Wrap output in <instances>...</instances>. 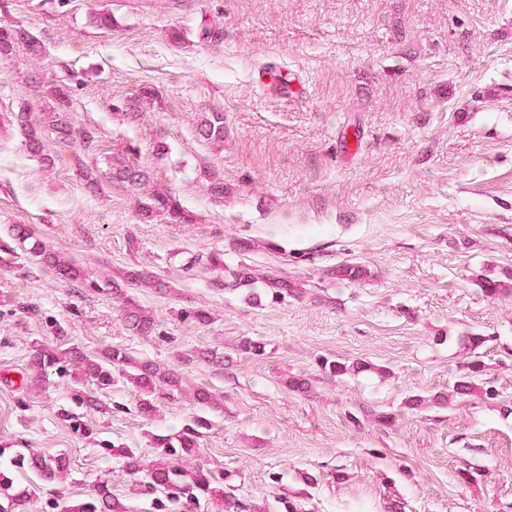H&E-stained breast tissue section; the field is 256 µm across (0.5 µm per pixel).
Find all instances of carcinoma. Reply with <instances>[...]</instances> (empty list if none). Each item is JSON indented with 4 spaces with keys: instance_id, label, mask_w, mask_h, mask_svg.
Wrapping results in <instances>:
<instances>
[{
    "instance_id": "cac0c4a2",
    "label": "carcinoma",
    "mask_w": 512,
    "mask_h": 512,
    "mask_svg": "<svg viewBox=\"0 0 512 512\" xmlns=\"http://www.w3.org/2000/svg\"><path fill=\"white\" fill-rule=\"evenodd\" d=\"M22 38V33L0 28V58H7L15 42ZM17 125L24 131L27 152L41 159L47 165L52 157L47 152L40 134L30 127L28 115L17 112L14 115ZM49 127L62 137L72 131L71 113L60 110L47 113ZM199 135L211 144L224 146V115L213 112L203 116L198 127ZM112 179L125 184L134 191H139L150 182L148 172L136 164L121 161L112 165L109 172ZM143 213L151 217L155 213L166 216L170 224H191L194 216L168 192L155 191L143 204ZM12 236L37 261L52 267L57 275L69 281H77L85 288L99 291L102 285L90 278L82 268L71 259H66L47 248L44 241L23 224L11 228ZM264 283L271 289L272 299L281 300L288 296L301 294L299 284L274 273L263 276ZM112 292L122 297L125 304L124 321L128 332L133 336H150L155 332V320L136 301L133 291L137 288H149L156 293L167 294L171 291L170 281L158 277L139 267L122 269L112 276L108 283ZM486 342V337L478 334L462 339L464 349L471 354L466 363L464 373L446 393L424 399L412 397L407 401L411 409L422 406L438 405L453 406L469 398L494 400L499 392L485 381L486 364L479 349ZM68 358L80 379L92 381L101 388L107 389L122 376L129 381L138 392L137 407L146 417L153 415L154 395L158 390L174 392L180 389L182 378L174 369L164 367L149 359L135 357L124 347L116 346L108 349L103 356L87 354L79 349L68 351ZM59 362L58 351L47 345L38 346L29 361L28 370L32 374L25 375L26 383L32 384L46 379L49 371ZM321 373L329 378H342L355 373L370 371L372 366L362 362H348L341 358L321 357L317 360ZM193 400L203 411H220L224 407V395L219 394L205 385L193 390ZM212 422L203 415L193 417L192 422L181 432L167 436L160 441V457L147 469L148 487L153 491L177 493L191 500L211 497L219 494L224 497L225 512H249V505L224 493L217 485L210 472L197 469L186 472L180 466L182 458L194 456L200 452L199 436L201 430L209 429ZM6 456V449L0 448V488L12 487L14 473L26 469L41 475L48 481L55 480L67 469L62 456H44L38 454H19L8 462H1ZM69 512H128L127 508L115 498L104 484L97 486L96 493L69 508Z\"/></svg>"
}]
</instances>
